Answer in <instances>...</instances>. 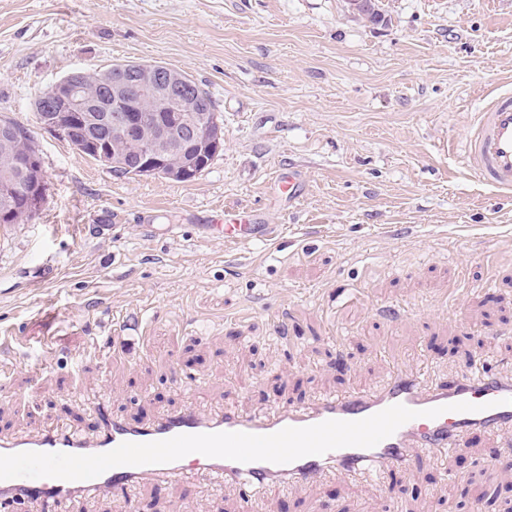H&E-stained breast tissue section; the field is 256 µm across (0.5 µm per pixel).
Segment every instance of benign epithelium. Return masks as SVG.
I'll list each match as a JSON object with an SVG mask.
<instances>
[{"instance_id":"benign-epithelium-1","label":"benign epithelium","mask_w":512,"mask_h":512,"mask_svg":"<svg viewBox=\"0 0 512 512\" xmlns=\"http://www.w3.org/2000/svg\"><path fill=\"white\" fill-rule=\"evenodd\" d=\"M126 74L134 78L140 90L158 103L183 100V94H199L200 88L191 83L186 75L176 69L155 65H129ZM81 71H73L50 85L39 97L40 107L55 112L53 119L41 115L42 124L70 137V127L62 121L68 112H82L93 102L81 97ZM129 81L126 78L112 79L107 86L106 101L112 111L100 118V131L112 141V150L132 146L136 153L134 165L143 173L158 170L165 158L174 153H188L191 149L202 151L221 147L220 138L212 135L208 113L196 112L188 118L183 112L172 114V122L164 123L150 112L131 111L128 100ZM10 198V211L27 214L33 208L35 191L10 192L3 189Z\"/></svg>"}]
</instances>
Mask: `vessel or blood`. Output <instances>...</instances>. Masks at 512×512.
Listing matches in <instances>:
<instances>
[{"instance_id": "vessel-or-blood-1", "label": "vessel or blood", "mask_w": 512, "mask_h": 512, "mask_svg": "<svg viewBox=\"0 0 512 512\" xmlns=\"http://www.w3.org/2000/svg\"><path fill=\"white\" fill-rule=\"evenodd\" d=\"M466 167L484 184L512 190V92L495 91L477 112L471 134L462 142ZM258 213L225 212L220 230L225 243L251 242L257 234L272 236L273 225L261 222ZM459 402L474 404L471 412L454 411ZM401 404L419 411V418L402 425L394 434L371 448L344 447L322 455H308L287 464L267 461L241 463L193 454L191 460L166 464L116 466L89 480L14 478L0 480V505L51 502L58 512H74L89 496H112L132 503L133 492L144 480L166 481L182 475L187 464L217 483L239 486L245 503H253L258 491L271 486H304L326 473L383 479L394 470H411L420 459L461 451L467 435L512 430V379L492 371L463 374L448 382L429 385L413 371L396 370L378 389L327 396L310 405H276L260 414H246L235 407L203 415L193 407L157 417L147 424L114 418L107 406L98 409L93 436L83 437L56 427L32 437L0 438V454L63 452L99 454L122 443H147L183 434L245 432L275 433L286 427H304L327 420L357 421L390 406ZM441 408L435 418L424 410Z\"/></svg>"}]
</instances>
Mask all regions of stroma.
<instances>
[{"label":"stroma","instance_id":"obj_1","mask_svg":"<svg viewBox=\"0 0 512 512\" xmlns=\"http://www.w3.org/2000/svg\"><path fill=\"white\" fill-rule=\"evenodd\" d=\"M0 0V118L46 175L33 219L0 228V436L85 433L107 401L131 423L186 406L312 401L398 366L429 382L483 363L512 377V190L458 157L512 84V0ZM159 62L205 88L224 147L195 180L118 177L41 125L34 100L74 70ZM302 194L274 197L282 171ZM257 210L274 239L202 233ZM146 328L113 363L112 336ZM503 460L488 462L490 449ZM142 512H242L189 472L136 490ZM504 512L512 432L390 473L268 491L257 512Z\"/></svg>","mask_w":512,"mask_h":512}]
</instances>
